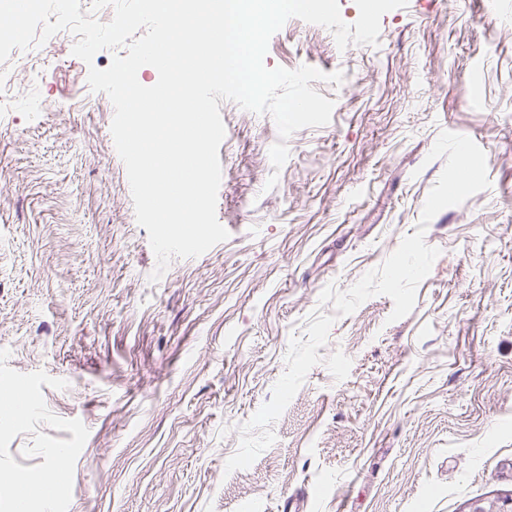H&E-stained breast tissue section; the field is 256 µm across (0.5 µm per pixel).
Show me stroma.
I'll return each mask as SVG.
<instances>
[{
  "label": "stroma",
  "instance_id": "obj_1",
  "mask_svg": "<svg viewBox=\"0 0 512 512\" xmlns=\"http://www.w3.org/2000/svg\"><path fill=\"white\" fill-rule=\"evenodd\" d=\"M126 53L88 65L53 37L4 64L40 80L0 111V393L26 392L0 413V512H467L512 495V0H408L377 45L343 50L289 19L265 65L340 71L354 92L315 83L331 121L292 134L278 170L273 118L221 102L229 237L156 282L113 104L87 81ZM444 131L484 150L490 185L429 223L440 254L413 310L390 321L376 295L335 317L275 443L226 472L291 338L332 315L321 291L416 232ZM40 470L63 477L22 497Z\"/></svg>",
  "mask_w": 512,
  "mask_h": 512
}]
</instances>
